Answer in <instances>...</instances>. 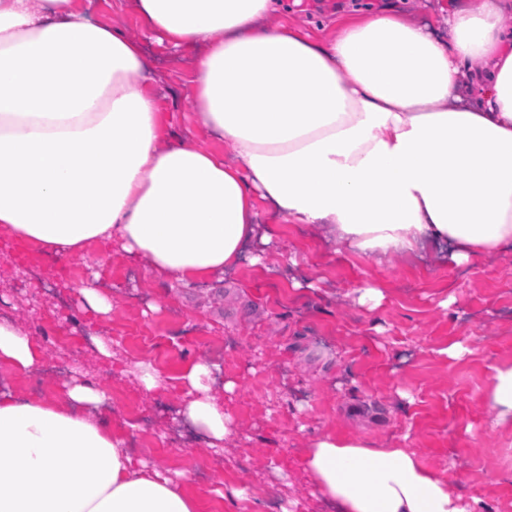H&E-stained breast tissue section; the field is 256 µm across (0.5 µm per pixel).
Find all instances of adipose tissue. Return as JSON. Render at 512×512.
<instances>
[{"label":"adipose tissue","mask_w":512,"mask_h":512,"mask_svg":"<svg viewBox=\"0 0 512 512\" xmlns=\"http://www.w3.org/2000/svg\"><path fill=\"white\" fill-rule=\"evenodd\" d=\"M129 2L147 35L190 54L196 132L162 127L143 36L92 0H0V231L62 258L108 242L182 286L223 280L263 217L379 259L512 253V0H432L422 24L409 0H376L319 35L277 21L280 0ZM42 366L0 318V367ZM179 380L182 422L222 444L234 422L214 364L189 360ZM58 391L0 385V512H202L192 472L148 464L112 429L106 386ZM485 405L491 427L512 426V363ZM305 464L336 512H496L367 438L316 435Z\"/></svg>","instance_id":"obj_1"}]
</instances>
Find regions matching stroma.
Here are the masks:
<instances>
[{
	"mask_svg": "<svg viewBox=\"0 0 512 512\" xmlns=\"http://www.w3.org/2000/svg\"><path fill=\"white\" fill-rule=\"evenodd\" d=\"M160 67L162 124L193 127L189 63L151 43ZM256 244L263 264L243 263L213 288H174L107 243L91 247L112 316L83 308L86 260L46 256L0 235V316L39 339L50 364L112 390V422L130 424L144 459L190 469L199 499L222 512L219 493L250 485L262 512H331L305 470L320 433L407 446L464 496L512 512V429L490 430L484 396L492 365L512 362V257L458 269L444 254L384 261L328 242L309 224H275ZM372 286L376 309L358 302ZM469 347L452 360L448 344ZM220 360L236 387L214 395L237 423L233 441L208 449L175 418L177 372L189 357ZM163 378L145 392L137 364Z\"/></svg>",
	"mask_w": 512,
	"mask_h": 512,
	"instance_id": "1",
	"label": "stroma"
}]
</instances>
